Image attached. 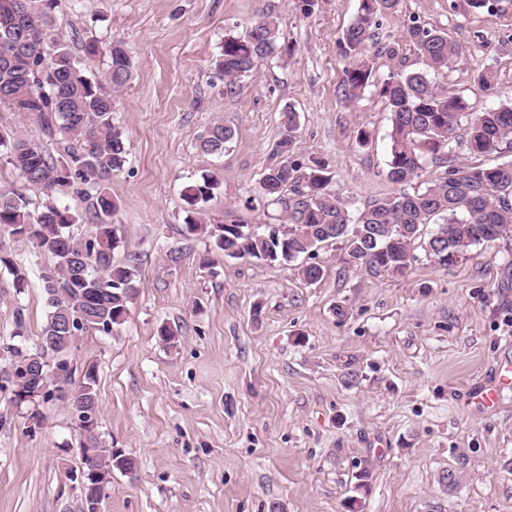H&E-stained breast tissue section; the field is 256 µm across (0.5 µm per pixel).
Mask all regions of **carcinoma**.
Returning a JSON list of instances; mask_svg holds the SVG:
<instances>
[{"mask_svg": "<svg viewBox=\"0 0 512 512\" xmlns=\"http://www.w3.org/2000/svg\"><path fill=\"white\" fill-rule=\"evenodd\" d=\"M32 2L0 0V105L36 114L74 146L64 163L16 132H0V153L28 184L47 194L97 181L82 212L51 198L32 210L25 195L0 187V235L28 240L38 255L51 260L42 275L48 312L38 346L28 352L11 348L16 362L46 374L53 370L47 355L64 357L81 333H112L124 323L136 295L137 256L129 253L123 260L114 259L121 237L112 223L116 202L104 184L127 161L125 134L112 119V104L114 92L133 75V60L120 42L105 50L94 41L88 43L89 60L108 56L107 74L98 78L55 38L52 20ZM393 3L360 0L357 15L343 34L344 46L358 57L346 72L345 87L356 97L372 85L384 98L391 121L385 176L402 189L370 198L352 217L330 189L324 159L310 157L302 165L289 156L300 115L288 106L280 112L281 158L260 182L262 195L281 206L288 228L271 236L238 224L236 231L226 233L222 224L196 221L187 225L189 233L209 238L214 251L226 258L285 263L314 254L326 242L342 240L348 261L376 275L404 274L416 260L411 246L418 239L425 256L442 266L457 263L484 243L512 241V158L494 166L473 162L512 149V103L475 115L463 96L433 83L429 71L459 64L463 51L447 33L416 24L408 27L406 42L419 52L427 69L392 71L382 82H372L369 48L390 59L399 54L400 46L378 43L374 31L378 13ZM288 51L281 45L277 21L268 16L255 22L245 37H225L220 60L225 87L232 90L259 61ZM461 128L463 138L457 136ZM232 139L230 128L214 122L200 137L199 149L207 155L222 154ZM460 149L467 152L461 160ZM429 162L445 165V171L424 180ZM216 186L213 177H204L185 187L183 200L199 214ZM84 218L94 232L82 240L69 228ZM431 223L436 228L422 238L424 226ZM43 383L42 399L65 390L78 412L98 414L92 374L78 383L68 374L57 382L46 377ZM99 459L110 469L131 471L136 466V459L103 446Z\"/></svg>", "mask_w": 512, "mask_h": 512, "instance_id": "carcinoma-1", "label": "carcinoma"}]
</instances>
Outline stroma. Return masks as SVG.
<instances>
[{
    "label": "stroma",
    "instance_id": "35a3bbf8",
    "mask_svg": "<svg viewBox=\"0 0 512 512\" xmlns=\"http://www.w3.org/2000/svg\"><path fill=\"white\" fill-rule=\"evenodd\" d=\"M359 3L315 0L307 14L300 0H54L53 32L77 60L89 41H120L134 64L112 112L128 161L107 185L124 241L114 256L136 253L139 288L122 325L80 335L67 355L73 380L95 376L102 441L137 460L113 471L102 512H512V396L488 413L464 403L512 362V243L376 276L334 241L316 251L323 277L309 284L293 263L203 266L207 239L185 231L182 191L205 174L219 182L207 223H279L259 183L288 105L300 114L294 159H327L350 213L398 192L385 176L384 99L371 87L356 101L344 91L354 58L341 38ZM267 15L291 55L259 62L226 93L216 67L225 36ZM413 20L462 45L463 62L432 79L471 112L512 100V0L477 11L464 0H395L376 36L403 42ZM487 70L491 93L477 81ZM216 121L234 138L224 155L203 154L198 138ZM0 131L59 160L70 146L4 106ZM0 246L27 276L16 292L0 266V512H81L66 476L82 466L77 418L63 399L17 405L8 382L7 345L35 350L44 326L49 260L25 240ZM163 323L176 343L159 339Z\"/></svg>",
    "mask_w": 512,
    "mask_h": 512
}]
</instances>
